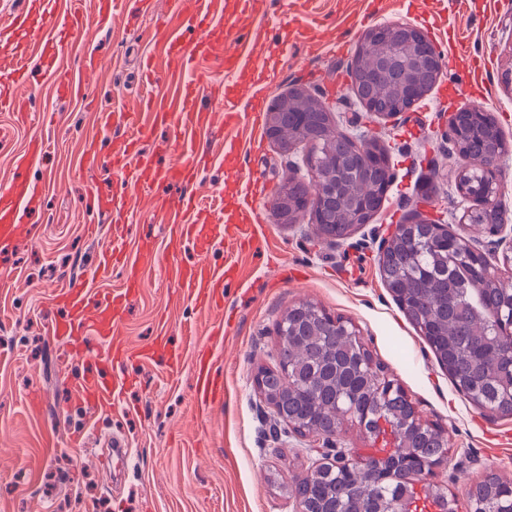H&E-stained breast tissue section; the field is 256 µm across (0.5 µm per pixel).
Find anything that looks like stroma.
I'll return each mask as SVG.
<instances>
[{"label":"stroma","mask_w":512,"mask_h":512,"mask_svg":"<svg viewBox=\"0 0 512 512\" xmlns=\"http://www.w3.org/2000/svg\"><path fill=\"white\" fill-rule=\"evenodd\" d=\"M357 0H270L269 36L290 51L271 57L276 81L264 106L303 88L328 106L338 132L376 139L388 156L392 183L368 224L343 240L318 235L308 217L285 224L275 216L277 192L286 177L311 182L306 144L286 150L258 131L261 151L242 160L244 176L269 185L257 202L264 244L240 256V280L224 290V336L213 341L224 378V401L206 416L193 406L191 365L176 375L164 368L128 363L140 383L117 411L90 414L72 398V388L91 368L49 337L57 315L55 291L89 269L113 226L89 225L82 209L88 190L118 177L108 163H80L82 138L98 134L96 108L127 111L145 96H161L166 84H140V61L155 51L151 33L173 22L170 0H154L151 13L131 21L118 15L110 29H84L74 52L99 51L102 68L79 97L56 99L49 85L28 93L50 122L20 126L0 114L9 137L0 144V179L28 135L50 144L49 164L30 178L44 199L39 230L18 242L0 262V512H297L294 475L322 459L321 439L289 433L274 440L272 409L258 394V367H274L277 325L302 302L351 322L384 376L399 384L421 417L445 430L451 463L437 481L449 496L466 501L469 487L488 471L512 480V417L488 416L459 393L430 347L410 324L383 283L379 249L396 225L414 212L445 221L449 230L474 239L479 250L496 238L471 227L473 203L457 188L464 165L449 143L448 115L465 104L494 115L509 147L499 165L505 176L498 203L512 214V0H373L379 24L403 23L423 30L437 46L468 45L465 57L446 56L433 88L411 110L386 120L368 118L351 86V55H337L324 37L336 15ZM212 165L201 189L223 224L221 193L230 173L223 141L208 142ZM164 268L146 280L126 308L130 345H151L158 328L170 343L188 349L184 324L207 339L213 313L176 304ZM39 390L43 410L33 413L28 395ZM127 439L125 472L103 470L98 457L112 437Z\"/></svg>","instance_id":"obj_1"}]
</instances>
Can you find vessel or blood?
I'll return each instance as SVG.
<instances>
[{
	"label": "vessel or blood",
	"mask_w": 512,
	"mask_h": 512,
	"mask_svg": "<svg viewBox=\"0 0 512 512\" xmlns=\"http://www.w3.org/2000/svg\"><path fill=\"white\" fill-rule=\"evenodd\" d=\"M264 3L265 0H245L242 17L221 39L216 32L223 23L216 20L211 0H174L176 26L155 34L163 41L165 52L159 57H144L143 67L147 79L163 75L176 81V96L170 100H142L135 121L109 110L98 112L100 129L108 132L123 125L128 134L122 149L110 158L113 166L124 170L125 180L109 192L90 190L84 199L94 221L115 213L133 219L142 212V193L175 182L185 187V196L177 201L165 198L160 204L169 227L166 250L171 254H179L187 243L203 256L219 244L235 251L244 241L259 240L262 220L256 202L266 193V185L253 179L237 180L235 216L226 221L224 228H216L211 211L202 206L198 194L212 156L199 150L195 139L239 124L258 131L263 121L265 90L257 88L244 104L227 97L220 110L206 108L202 98L209 90V79L197 72L195 63L201 58L221 60L229 77L256 63L268 25ZM150 5L151 0H27L23 9L9 14L7 22L0 25V43L12 56L10 66L0 71V112L28 121L32 104L25 90L40 79L51 83L57 99L78 96L82 91L80 76L92 73L101 61L87 51L81 55L78 73L63 70L59 59L67 52L70 40L87 26L109 27L118 12L139 16L147 13ZM160 126L174 128L180 134L182 152L176 162L161 160L169 152V143H156L149 154L141 148L142 141ZM48 152L46 138L39 133L32 135L24 151L15 157L8 178L0 181V251L13 248L35 233L28 217L39 210L41 194L29 174ZM136 230L132 221L115 225L90 271L72 279L54 297L60 315L51 324V336L108 368L107 373L85 376L74 386L72 395L76 401L94 408L112 410L135 383L125 370L128 360L163 366L174 373L188 359L195 378L196 412L206 414L222 402L224 395V381L215 370L208 343L197 342L187 357L169 343L166 334H158L151 347L136 351L129 348L123 335L128 300L142 286L145 274L159 265L162 252L153 237L137 235ZM172 273L184 299L216 314L212 335H223L224 284L236 279V264L229 261L217 268L202 260L177 265ZM112 278L119 280L118 288L104 293L97 289V282Z\"/></svg>",
	"instance_id": "b4317fda"
}]
</instances>
